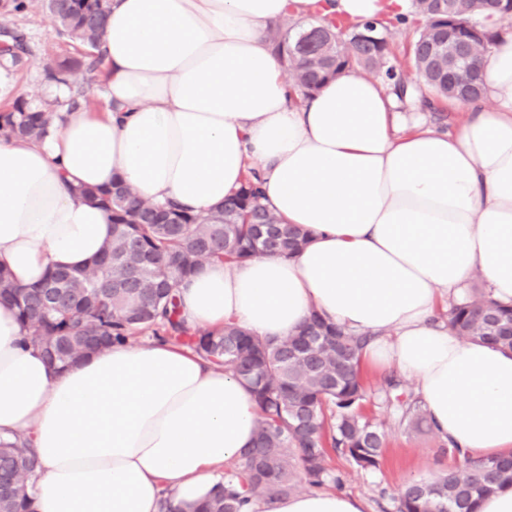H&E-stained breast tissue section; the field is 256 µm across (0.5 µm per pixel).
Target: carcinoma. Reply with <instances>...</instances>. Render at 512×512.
Listing matches in <instances>:
<instances>
[{
    "label": "carcinoma",
    "instance_id": "carcinoma-1",
    "mask_svg": "<svg viewBox=\"0 0 512 512\" xmlns=\"http://www.w3.org/2000/svg\"><path fill=\"white\" fill-rule=\"evenodd\" d=\"M54 17L66 43L87 49L79 57L56 64L50 76L76 86L82 71L105 65L98 52L104 34L108 0H5L3 10L22 13L35 3ZM485 0H412L415 35L410 57L421 79L438 99H474L483 95L478 66L471 60L467 80L448 86L445 59L438 56L437 37H458L466 21L482 38L476 51L492 40L483 17ZM315 29V43L305 30L282 32L270 40L283 55L291 88L305 95L343 71L375 73L404 90L401 75L390 63L388 22L350 23L333 15ZM21 38L0 53L3 67L19 65ZM53 109L17 99L0 110V136L43 141L52 129ZM81 196L103 208L112 223V239L90 268L51 270L34 287L16 285L0 268V301L17 312L25 339L41 349L48 362L65 369L81 355L122 343L140 330L173 340L212 363L231 370L245 384L259 408L253 446L217 483L197 512H246L255 496L277 499L298 483L321 488L341 484L333 455L339 453L362 470L376 468L384 451L382 425L361 411L365 390L362 351L368 337L356 336L312 312L296 336H254L232 323L191 331L175 313L173 291L204 263L237 264L262 254L264 248L290 256L302 250L307 234L281 223L261 201L260 176L250 169L241 189L207 214L143 203L126 185L81 189ZM448 326L473 341L512 350V305H502L478 288L448 312ZM398 424L431 428L419 400H397ZM0 512H35L34 496L25 487L39 469L34 452L18 438L0 443ZM512 485V453L465 460L454 472L432 482H415L399 499L398 512H477L481 499Z\"/></svg>",
    "mask_w": 512,
    "mask_h": 512
}]
</instances>
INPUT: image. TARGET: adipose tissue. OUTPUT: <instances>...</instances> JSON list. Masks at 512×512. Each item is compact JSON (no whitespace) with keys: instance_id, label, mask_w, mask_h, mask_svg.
Instances as JSON below:
<instances>
[{"instance_id":"ef3b65f1","label":"adipose tissue","mask_w":512,"mask_h":512,"mask_svg":"<svg viewBox=\"0 0 512 512\" xmlns=\"http://www.w3.org/2000/svg\"><path fill=\"white\" fill-rule=\"evenodd\" d=\"M411 0H111L106 108L45 141L0 138V268L32 286L95 260L109 216L75 193L121 178L151 202L206 213L261 175L265 204L310 233L287 258L205 263L174 291L187 327L234 320L296 334L312 312L369 336L363 358L415 382L433 430L478 460L512 452V351L460 338L435 314L472 277L512 303V17L480 62L488 100L456 102L454 131L403 127L384 85L346 71L293 96L267 40L407 15ZM250 392L171 342L116 344L60 371L0 304V439L41 471L37 512H195L255 436ZM249 512H366L336 490L254 499Z\"/></svg>"}]
</instances>
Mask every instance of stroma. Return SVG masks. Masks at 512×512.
<instances>
[{"instance_id": "stroma-1", "label": "stroma", "mask_w": 512, "mask_h": 512, "mask_svg": "<svg viewBox=\"0 0 512 512\" xmlns=\"http://www.w3.org/2000/svg\"><path fill=\"white\" fill-rule=\"evenodd\" d=\"M9 31L21 34L26 45L24 65L10 73L9 79L27 96L43 99L46 70L54 62L74 55L72 46L63 43L48 12L42 9L13 16ZM393 371L363 365L366 413L375 421L387 422L386 447L379 468L362 470L344 457H336V472L342 478L343 492L361 498L367 512H397L398 500L405 486L414 481H428L456 468L457 457L444 450L445 443L431 430H409L394 426L392 392L387 381Z\"/></svg>"}]
</instances>
